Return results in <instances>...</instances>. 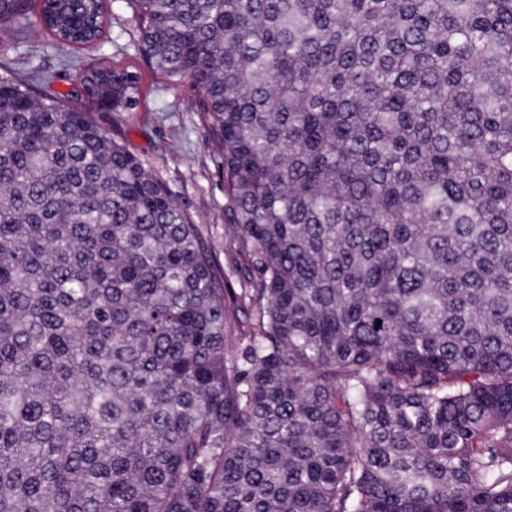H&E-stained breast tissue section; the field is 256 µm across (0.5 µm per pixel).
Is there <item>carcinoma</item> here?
Listing matches in <instances>:
<instances>
[{
  "instance_id": "1",
  "label": "carcinoma",
  "mask_w": 512,
  "mask_h": 512,
  "mask_svg": "<svg viewBox=\"0 0 512 512\" xmlns=\"http://www.w3.org/2000/svg\"><path fill=\"white\" fill-rule=\"evenodd\" d=\"M198 89L200 225L0 63V512H512V0H126ZM104 0H0V47ZM246 320L250 330L239 329Z\"/></svg>"
}]
</instances>
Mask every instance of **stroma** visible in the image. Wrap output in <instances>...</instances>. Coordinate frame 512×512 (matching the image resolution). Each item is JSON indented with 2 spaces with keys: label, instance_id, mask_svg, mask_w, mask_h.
I'll return each mask as SVG.
<instances>
[{
  "label": "stroma",
  "instance_id": "35a3bbf8",
  "mask_svg": "<svg viewBox=\"0 0 512 512\" xmlns=\"http://www.w3.org/2000/svg\"><path fill=\"white\" fill-rule=\"evenodd\" d=\"M106 4L109 27L99 52L139 72L140 103L129 128L113 124L111 113L97 109L93 115L113 137H125L129 149L166 182L177 204L201 224L220 269L232 271L244 259L224 244V179L208 131L192 110L196 92L188 84H172L154 73L132 41L131 11L121 0ZM8 57L18 76L33 69L54 75V89L68 90L74 80L63 67L65 52L53 46L41 26H34L32 43L9 51Z\"/></svg>",
  "mask_w": 512,
  "mask_h": 512
}]
</instances>
